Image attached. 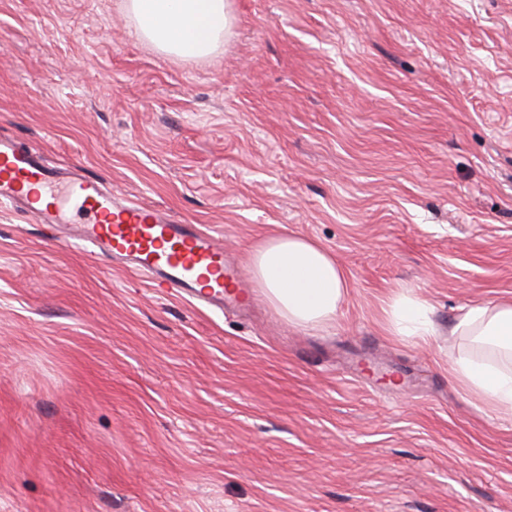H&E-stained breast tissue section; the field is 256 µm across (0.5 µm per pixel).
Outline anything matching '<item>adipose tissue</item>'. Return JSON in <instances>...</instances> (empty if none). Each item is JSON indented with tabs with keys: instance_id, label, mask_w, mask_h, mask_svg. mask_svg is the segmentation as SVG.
Wrapping results in <instances>:
<instances>
[{
	"instance_id": "obj_1",
	"label": "adipose tissue",
	"mask_w": 512,
	"mask_h": 512,
	"mask_svg": "<svg viewBox=\"0 0 512 512\" xmlns=\"http://www.w3.org/2000/svg\"><path fill=\"white\" fill-rule=\"evenodd\" d=\"M121 7L134 18L141 40L183 60L217 52L234 25L231 0H123ZM250 270L265 300L299 328L334 322L350 288L329 251L294 234H279L254 247ZM382 312L390 335L424 341L436 333L431 305L411 291L393 292ZM450 333L473 337L496 351L492 360L459 355L451 372L479 405L512 419V302L460 308Z\"/></svg>"
}]
</instances>
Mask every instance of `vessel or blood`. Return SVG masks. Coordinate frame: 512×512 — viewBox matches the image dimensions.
Masks as SVG:
<instances>
[{
	"instance_id": "1",
	"label": "vessel or blood",
	"mask_w": 512,
	"mask_h": 512,
	"mask_svg": "<svg viewBox=\"0 0 512 512\" xmlns=\"http://www.w3.org/2000/svg\"><path fill=\"white\" fill-rule=\"evenodd\" d=\"M0 203L35 216L68 241L88 246L120 267L133 268L148 283L172 289L188 302L215 309L245 305L234 292L237 272L223 244L200 225L163 209L135 203L71 164L48 165L42 156L0 136Z\"/></svg>"
}]
</instances>
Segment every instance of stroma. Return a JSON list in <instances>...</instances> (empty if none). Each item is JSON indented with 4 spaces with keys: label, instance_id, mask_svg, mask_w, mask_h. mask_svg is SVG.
Instances as JSON below:
<instances>
[{
    "label": "stroma",
    "instance_id": "obj_1",
    "mask_svg": "<svg viewBox=\"0 0 512 512\" xmlns=\"http://www.w3.org/2000/svg\"><path fill=\"white\" fill-rule=\"evenodd\" d=\"M120 0H0V134L220 233L348 275L329 326L220 312L0 204V512H512V421L450 374L512 301V0H233L224 48ZM407 289L428 342L381 326Z\"/></svg>",
    "mask_w": 512,
    "mask_h": 512
}]
</instances>
